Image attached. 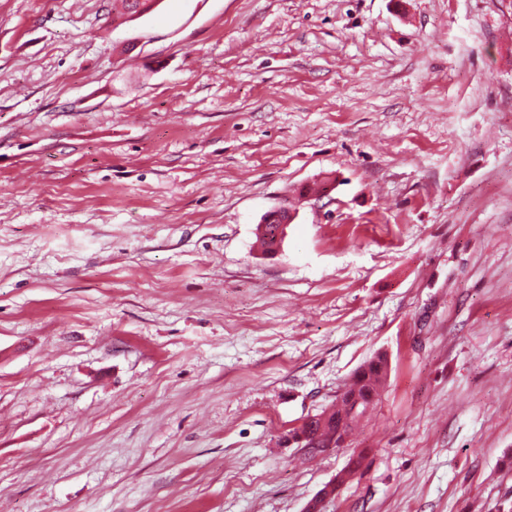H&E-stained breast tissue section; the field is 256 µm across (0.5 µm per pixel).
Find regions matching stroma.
<instances>
[{"instance_id":"obj_1","label":"stroma","mask_w":512,"mask_h":512,"mask_svg":"<svg viewBox=\"0 0 512 512\" xmlns=\"http://www.w3.org/2000/svg\"><path fill=\"white\" fill-rule=\"evenodd\" d=\"M354 452L326 512L512 498V6L0 0V512H304ZM159 2L160 0H113L112 20H121L122 23L135 20L151 13ZM388 372L387 354L377 352L353 373L336 408L323 411L304 424V447L308 454L314 456L330 449L343 448L345 439L352 435L357 423L365 415L364 409L372 408L378 400Z\"/></svg>"}]
</instances>
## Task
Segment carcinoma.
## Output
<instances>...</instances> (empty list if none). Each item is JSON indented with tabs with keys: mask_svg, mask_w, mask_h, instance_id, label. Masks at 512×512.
Here are the masks:
<instances>
[{
	"mask_svg": "<svg viewBox=\"0 0 512 512\" xmlns=\"http://www.w3.org/2000/svg\"><path fill=\"white\" fill-rule=\"evenodd\" d=\"M160 0H112V20L132 21L151 13ZM389 372L386 353L377 352L352 375L341 393L336 407L310 418L303 426L304 447L311 455L340 448L365 415L373 407L385 385Z\"/></svg>",
	"mask_w": 512,
	"mask_h": 512,
	"instance_id": "obj_1",
	"label": "carcinoma"
}]
</instances>
